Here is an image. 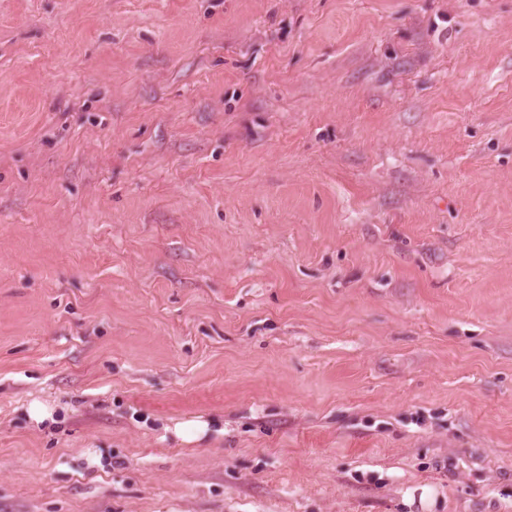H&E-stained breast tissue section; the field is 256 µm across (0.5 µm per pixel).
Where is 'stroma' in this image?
Here are the masks:
<instances>
[{
    "label": "stroma",
    "instance_id": "obj_1",
    "mask_svg": "<svg viewBox=\"0 0 512 512\" xmlns=\"http://www.w3.org/2000/svg\"><path fill=\"white\" fill-rule=\"evenodd\" d=\"M0 512H512V0H0Z\"/></svg>",
    "mask_w": 512,
    "mask_h": 512
}]
</instances>
